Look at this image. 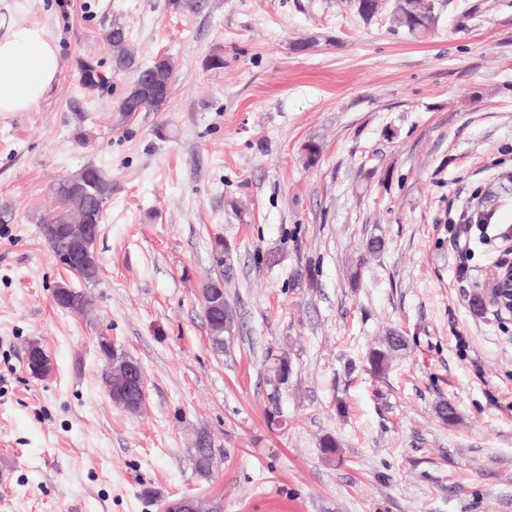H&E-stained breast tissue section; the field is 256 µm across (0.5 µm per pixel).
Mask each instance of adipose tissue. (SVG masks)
Here are the masks:
<instances>
[{
	"label": "adipose tissue",
	"instance_id": "obj_1",
	"mask_svg": "<svg viewBox=\"0 0 512 512\" xmlns=\"http://www.w3.org/2000/svg\"><path fill=\"white\" fill-rule=\"evenodd\" d=\"M33 0H0V112L31 111L61 70L54 34L29 18Z\"/></svg>",
	"mask_w": 512,
	"mask_h": 512
}]
</instances>
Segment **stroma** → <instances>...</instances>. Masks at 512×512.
Listing matches in <instances>:
<instances>
[{
  "label": "stroma",
  "instance_id": "35a3bbf8",
  "mask_svg": "<svg viewBox=\"0 0 512 512\" xmlns=\"http://www.w3.org/2000/svg\"><path fill=\"white\" fill-rule=\"evenodd\" d=\"M436 5L414 38L354 0H36L63 67L32 111L0 113V512H161L181 496L203 512H512V318L468 302L512 256V0ZM115 23L140 63L175 61L165 111L119 112L128 73L82 90L78 62L110 63ZM88 164L112 195L85 287L41 226L54 185ZM478 201L493 218L487 237L469 227L463 277L448 221ZM373 235L385 249L368 258ZM218 237L238 319L220 352L200 299ZM64 279L89 311L54 303ZM391 330L408 346L378 378L366 354ZM103 334L144 370L141 412L108 396ZM32 342L47 377L26 369ZM271 351L292 365L276 391Z\"/></svg>",
  "mask_w": 512,
  "mask_h": 512
}]
</instances>
